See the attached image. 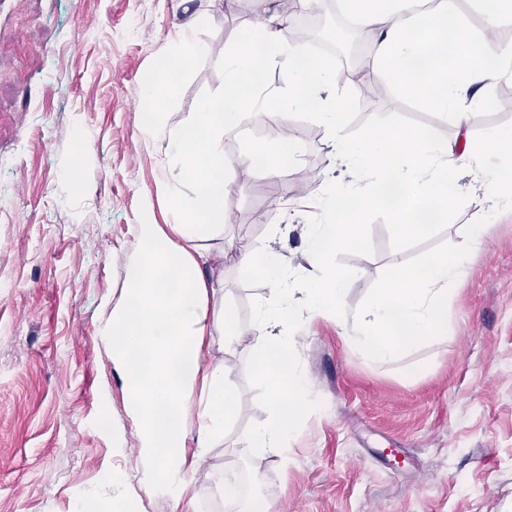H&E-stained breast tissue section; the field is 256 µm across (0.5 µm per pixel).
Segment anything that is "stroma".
Returning a JSON list of instances; mask_svg holds the SVG:
<instances>
[{"label": "stroma", "mask_w": 512, "mask_h": 512, "mask_svg": "<svg viewBox=\"0 0 512 512\" xmlns=\"http://www.w3.org/2000/svg\"><path fill=\"white\" fill-rule=\"evenodd\" d=\"M254 0H0V512H73L110 474L132 512H237L225 482L259 512H512V194L483 200L460 177L447 220L418 239L398 236L390 214L364 215L358 250L328 264L349 270L341 321L317 317L297 331L298 372L312 404L288 443L291 461L249 448L269 419L251 361L266 284L234 262L214 274L236 314L237 342L211 348L232 369L233 416L210 456L186 446L188 498L173 504L141 482L124 378L98 330L127 297L134 228L173 219L169 188L194 185L168 152L199 103L224 93V56L252 20ZM206 51L177 72L159 128L145 100L189 19ZM353 104L350 139L371 127L425 130L455 145L451 117L392 86ZM486 104L466 105L472 146L512 129V75L490 80ZM295 158L271 180L243 158L264 139L243 115L224 138L232 161L212 252L266 243L278 251L289 302L303 309L315 275L307 227L327 221L335 163L325 125L283 110ZM288 228L274 232L281 218ZM492 224L466 275L448 286V325L394 360L365 359L352 341L360 314L399 265L465 249L474 225ZM466 250V249H465Z\"/></svg>", "instance_id": "1"}]
</instances>
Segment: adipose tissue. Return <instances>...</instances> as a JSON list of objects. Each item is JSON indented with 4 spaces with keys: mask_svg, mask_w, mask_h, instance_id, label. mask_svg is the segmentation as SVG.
Wrapping results in <instances>:
<instances>
[{
    "mask_svg": "<svg viewBox=\"0 0 512 512\" xmlns=\"http://www.w3.org/2000/svg\"><path fill=\"white\" fill-rule=\"evenodd\" d=\"M275 2L257 0L249 29L224 61L223 96L202 101L190 131L172 137L173 156L196 194L176 202L170 229L149 222L136 225V247L127 265L130 297L113 308L100 329L126 377L130 411L138 423L142 478L176 503L189 487L183 452L188 416L195 411L201 419L195 457L203 460L235 409L226 390L231 368L203 363L205 339L214 331L224 330V344L234 343L236 317L226 304L207 305L204 269L217 257L199 242L214 232L209 219L224 208V177L231 167L224 137L244 113L268 115L272 102L315 110L334 154L351 175L339 185L341 209L335 223L310 227L307 249L318 264L330 250L360 245L363 214L383 205L382 183H394L400 191L401 201L390 213L405 239L421 237L445 219L459 170L487 174L489 192L512 189L511 130L489 131L478 153L466 150L453 159L447 144L427 133L399 138L390 127L378 125L358 140L347 139L343 127L349 99L328 93L329 71L307 59L304 45L281 41L283 19ZM344 4L372 36L374 77L424 104L456 110L457 124L465 122L459 104L483 102L486 81L512 72V47L493 37L499 21L512 17V0H480L487 27L477 38L456 21L446 0L425 9L418 0ZM271 68L287 72V90L265 83L264 72ZM235 260L268 286L251 351L272 415L246 445L284 464L293 427L310 403L308 389L294 373L297 344L285 333L297 314L273 251L240 249ZM465 270L461 254L399 267L362 318L356 336L361 353L373 361L388 360L446 328L447 285ZM346 277L342 269L323 271L308 290V316L335 315Z\"/></svg>",
    "mask_w": 512,
    "mask_h": 512,
    "instance_id": "ef3b65f1",
    "label": "adipose tissue"
}]
</instances>
